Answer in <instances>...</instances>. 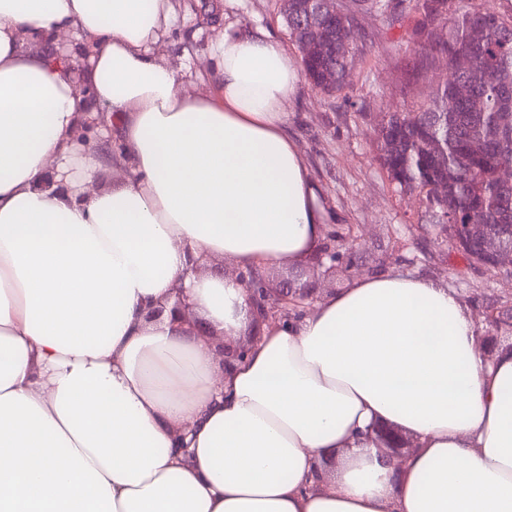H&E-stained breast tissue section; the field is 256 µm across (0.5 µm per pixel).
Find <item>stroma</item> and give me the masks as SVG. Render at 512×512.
Segmentation results:
<instances>
[{
	"label": "stroma",
	"mask_w": 512,
	"mask_h": 512,
	"mask_svg": "<svg viewBox=\"0 0 512 512\" xmlns=\"http://www.w3.org/2000/svg\"><path fill=\"white\" fill-rule=\"evenodd\" d=\"M176 18L157 48L163 60L183 66L189 93L212 84L213 45L227 25L263 29L290 57L299 52L281 14V0H173ZM363 71L346 93L326 94L300 81L289 99L288 134L294 138L327 201L328 235L358 237L351 255H338L335 276L312 265L281 272L268 269L270 283L288 275L327 295L346 287L351 275L409 272L435 279L461 295L474 311L498 307L512 295V276H493L468 265L449 244L438 240L422 218L424 204L414 193L398 194L379 161L377 127L390 112H413L418 101L406 86L419 60L399 43L379 17L359 15Z\"/></svg>",
	"instance_id": "obj_1"
}]
</instances>
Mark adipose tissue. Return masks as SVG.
<instances>
[{"label":"adipose tissue","instance_id":"adipose-tissue-1","mask_svg":"<svg viewBox=\"0 0 512 512\" xmlns=\"http://www.w3.org/2000/svg\"><path fill=\"white\" fill-rule=\"evenodd\" d=\"M173 12L0 0V512H512V350L485 360L444 284L355 278L223 369L249 294L194 260L302 263L328 210L288 135L294 61L227 29L188 94L156 54ZM180 286L193 321L147 320ZM378 422L417 444L400 467Z\"/></svg>","mask_w":512,"mask_h":512}]
</instances>
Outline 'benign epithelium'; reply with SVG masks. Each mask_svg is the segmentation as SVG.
<instances>
[{
    "label": "benign epithelium",
    "mask_w": 512,
    "mask_h": 512,
    "mask_svg": "<svg viewBox=\"0 0 512 512\" xmlns=\"http://www.w3.org/2000/svg\"><path fill=\"white\" fill-rule=\"evenodd\" d=\"M473 258H475V266L481 269L496 273L505 270L512 276V248L505 247L496 237L483 238L479 253L473 255ZM236 278L251 295L255 327L270 324L276 319H286L292 315L299 317L301 312L312 307L317 301L312 288L291 285L286 288L269 287L266 276L256 269L246 273L240 272L236 274ZM167 312L173 319L176 317L185 321L190 319L191 307L186 301L183 288L176 289L172 306L165 304L158 306L150 312L149 318L159 320ZM483 316L485 322L493 328V332L478 337V341L484 348L485 357L491 360L501 346V342L504 341L501 333H512V307L496 313L485 312ZM259 338L260 334L252 331L237 340L224 338L220 346L222 367L226 369L242 360L250 346ZM374 431L381 443V453L395 467L399 466L416 448L412 438L389 424H377L374 426Z\"/></svg>",
    "instance_id": "benign-epithelium-1"
}]
</instances>
